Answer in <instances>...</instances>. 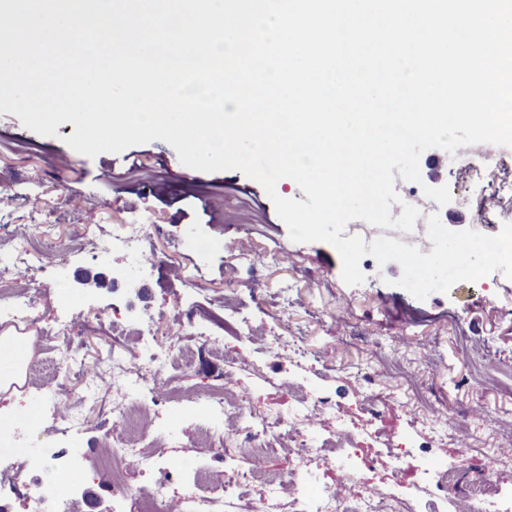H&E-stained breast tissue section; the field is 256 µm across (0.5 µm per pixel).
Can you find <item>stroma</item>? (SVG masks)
<instances>
[{
  "label": "stroma",
  "instance_id": "stroma-1",
  "mask_svg": "<svg viewBox=\"0 0 512 512\" xmlns=\"http://www.w3.org/2000/svg\"><path fill=\"white\" fill-rule=\"evenodd\" d=\"M72 133L64 123L56 135L41 136L17 116L0 114V240L47 235L59 244L28 277L35 310L0 308V336L18 337L29 353L24 379L0 388V425L22 412L40 413V388L54 393L60 412L76 407L83 415L74 436L41 439L42 466L23 455L0 457V468L16 477L15 487L0 489L9 512H34L39 484L62 447L83 458L74 512H113L112 485L97 461L113 426L115 385L111 372L98 371L89 395L84 377L88 363L114 355L125 358L129 374L158 380L157 389L143 394L149 407L188 414L175 422L170 440L150 433L145 444L164 447L184 467L218 475L224 458L206 446L210 413L195 394L228 380L248 392L257 410L287 415L300 389L331 398L353 429L379 432L380 440L362 451L370 487L396 472L406 483L419 481L415 460L384 456L387 448L426 447L454 466L461 444L490 454L512 442V395L502 389L512 383V279L496 271L421 301L395 286L398 263L381 267L367 256L360 262L364 282L350 286L336 248L293 242L264 188L242 171L188 168L160 140L90 158L66 144ZM445 155L440 148L423 152L426 185L478 183L485 191L453 197L438 208L440 219L499 233L512 219V200L486 187L512 180V149H503L492 171L474 170L466 159L444 167ZM133 215L145 218L152 234L134 244L132 257L72 255L87 223L108 235ZM146 254L155 257L154 271L140 279L136 265ZM66 307L83 325L74 339L77 362L60 371L54 326ZM188 310L209 335L179 333ZM239 312L252 314V330L239 327ZM145 327L171 351L188 349V363L157 368L139 342ZM364 371L377 375L382 416L372 415L358 384ZM442 407L455 419L435 441L425 421Z\"/></svg>",
  "mask_w": 512,
  "mask_h": 512
}]
</instances>
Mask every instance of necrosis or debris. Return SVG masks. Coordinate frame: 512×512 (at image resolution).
Here are the masks:
<instances>
[{"mask_svg":"<svg viewBox=\"0 0 512 512\" xmlns=\"http://www.w3.org/2000/svg\"><path fill=\"white\" fill-rule=\"evenodd\" d=\"M149 233V224L138 217L114 228L108 237L88 232L86 244L92 252L107 258L126 251L131 239ZM51 247V241L42 237L37 244L25 241L8 253H0V299L7 298L10 285L18 274L34 268L42 252ZM111 368L113 378L124 381L125 388L113 397V431L108 436V456L100 466L112 481L113 493L119 495L126 492L123 464L127 460L145 463L159 475L155 487L142 493L137 500L136 512H224V497L229 490L267 476L265 462L273 451L274 441L283 438L288 441L293 465L288 472L267 478L272 486L287 483L290 489L287 504L245 498L238 512H418V496L407 491L401 480H393L383 489L357 491L365 460L360 454V441L346 423L340 422L329 428L324 438L312 437L311 431L318 417L335 412L330 400L302 396L288 417L273 418L252 409L245 393L231 395L221 386L214 387L209 403L217 412H230L231 417L227 426L213 427L207 440L210 448L221 450L225 455L224 479L211 482L205 469H196L195 479L206 488V495L173 503L165 495L164 487L180 477V465L169 460L161 449L140 445L152 419L148 409L138 406L130 392L144 390L145 384L138 379H128L123 360H112ZM330 444L344 452L347 459L345 474L336 488L311 492L300 469L310 459L320 456ZM502 462L498 455L484 457L473 467L471 476L465 478L444 467L437 471L427 468L423 471V487L442 494L452 493L459 512H512V488H503L496 481Z\"/></svg>","mask_w":512,"mask_h":512,"instance_id":"1","label":"necrosis or debris"}]
</instances>
